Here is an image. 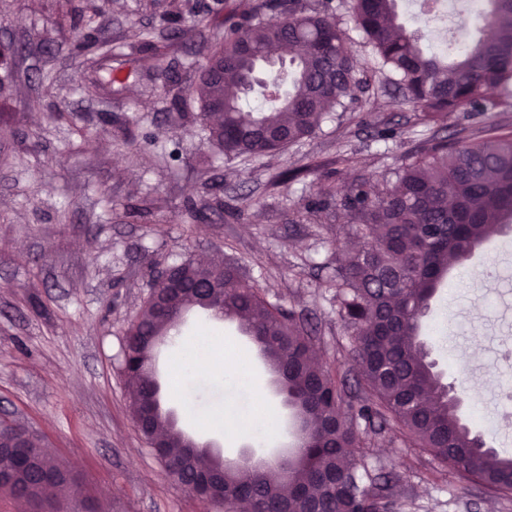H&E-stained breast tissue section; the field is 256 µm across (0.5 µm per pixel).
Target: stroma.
Segmentation results:
<instances>
[{"instance_id": "obj_1", "label": "stroma", "mask_w": 512, "mask_h": 512, "mask_svg": "<svg viewBox=\"0 0 512 512\" xmlns=\"http://www.w3.org/2000/svg\"><path fill=\"white\" fill-rule=\"evenodd\" d=\"M213 0H110L95 24L121 45L131 76L103 97L71 45L67 0H0V44L23 46L0 70V418L25 426L69 465L101 512H224L167 475L138 433L121 372L122 346L156 273L186 256L239 263L266 298L312 328L317 358L356 382L350 341L329 281L356 245L319 187L379 177L424 139L464 127L512 130V96L481 114L427 121L394 88L371 86L367 111L346 113L303 142L248 161L212 154L194 91L208 42L224 33ZM167 44L169 80L153 77L135 31ZM197 214L189 216L186 205ZM245 354L256 390L235 378L168 369L182 348L163 346L156 370L180 427L236 457L245 441L205 419L246 422L258 400L275 411L277 448L292 446L274 377L234 325L188 319ZM422 338L445 382L465 381L461 412L498 453L512 455V250L478 249L450 272ZM361 453L387 476L402 512H512V499L449 472L398 431L360 425Z\"/></svg>"}]
</instances>
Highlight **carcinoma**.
Returning a JSON list of instances; mask_svg holds the SVG:
<instances>
[{
  "label": "carcinoma",
  "instance_id": "carcinoma-1",
  "mask_svg": "<svg viewBox=\"0 0 512 512\" xmlns=\"http://www.w3.org/2000/svg\"><path fill=\"white\" fill-rule=\"evenodd\" d=\"M351 14L373 71L396 85L404 99L433 118L444 112H486L496 92H512V0H485L481 19L493 30L467 36L459 54H427L399 17L397 0H351ZM74 47L88 52L92 72H113L112 41L94 36L93 20L75 23ZM291 47L294 69L270 82L273 106L247 110L254 65L276 60ZM207 63L196 87L199 115L210 148L228 158L266 155L313 136L369 86L336 15L321 2L261 0L248 15L224 19V40L206 47ZM321 195L349 217L362 240L347 264L336 267L338 315L353 346V366L367 397L345 405L343 383L329 367L311 362L313 337L304 320L270 302L236 263L202 264L191 257L172 263L195 283L164 314L148 295L131 320L123 344V376L133 419L152 403V370L159 348L191 312L237 323L277 376L288 381L294 416L306 437L294 455L268 462L244 476L224 469V512L249 496L255 512H391L389 479L374 476L355 454L358 424L395 426L411 442L461 477L512 498V457H502L463 423L434 371L420 329L449 266L460 264L491 235L512 224V134L463 143L431 139L402 156L373 186L360 177ZM27 429L0 423V491L31 504L51 484L54 497L75 512H97L61 475L54 457ZM167 475L199 496L219 457L190 458L181 429L165 414L153 422L146 443Z\"/></svg>",
  "mask_w": 512,
  "mask_h": 512
}]
</instances>
